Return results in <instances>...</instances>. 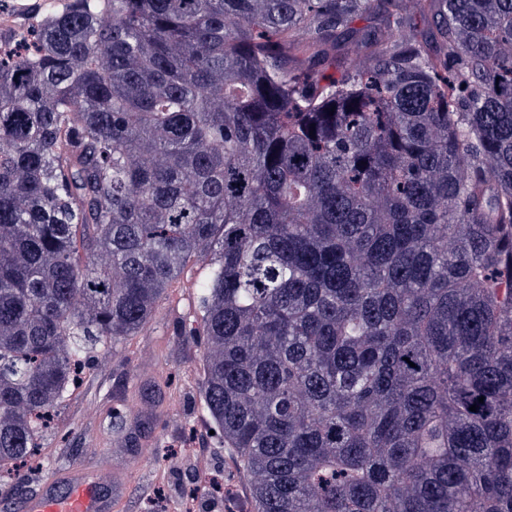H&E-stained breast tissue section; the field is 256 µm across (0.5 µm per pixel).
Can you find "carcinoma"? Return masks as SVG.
I'll use <instances>...</instances> for the list:
<instances>
[{
	"label": "carcinoma",
	"mask_w": 512,
	"mask_h": 512,
	"mask_svg": "<svg viewBox=\"0 0 512 512\" xmlns=\"http://www.w3.org/2000/svg\"><path fill=\"white\" fill-rule=\"evenodd\" d=\"M370 8L53 0L0 37L1 487L194 261L243 512H512V0Z\"/></svg>",
	"instance_id": "cac0c4a2"
}]
</instances>
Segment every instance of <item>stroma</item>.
I'll return each mask as SVG.
<instances>
[{"label": "stroma", "instance_id": "stroma-1", "mask_svg": "<svg viewBox=\"0 0 512 512\" xmlns=\"http://www.w3.org/2000/svg\"><path fill=\"white\" fill-rule=\"evenodd\" d=\"M177 296L178 303L161 302L151 328L132 340L120 359H100L96 372L85 374V399L69 401L61 432L44 439L46 447L59 449L60 459L46 460L41 477L18 482L0 502V512H18L25 498L40 491L42 476L71 465L88 467L89 438L108 444L118 431L125 443L108 459L114 468H124L145 439L165 459L161 475L130 486L125 512H146L150 503L159 512H185L188 482L206 473L238 479L235 460L212 438L198 397L202 350L174 331L175 323L193 312V291L182 288Z\"/></svg>", "mask_w": 512, "mask_h": 512}]
</instances>
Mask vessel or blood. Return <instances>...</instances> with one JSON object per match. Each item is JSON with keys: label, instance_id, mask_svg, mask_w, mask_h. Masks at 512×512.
<instances>
[{"label": "vessel or blood", "instance_id": "1", "mask_svg": "<svg viewBox=\"0 0 512 512\" xmlns=\"http://www.w3.org/2000/svg\"><path fill=\"white\" fill-rule=\"evenodd\" d=\"M87 453L95 462L93 468L49 476L42 492L22 503L21 512H120L128 480L144 470L149 449H142L139 457L122 470L106 465L109 451L99 443H92Z\"/></svg>", "mask_w": 512, "mask_h": 512}]
</instances>
